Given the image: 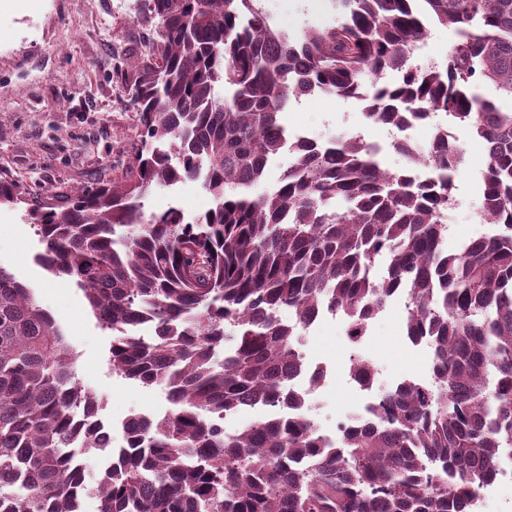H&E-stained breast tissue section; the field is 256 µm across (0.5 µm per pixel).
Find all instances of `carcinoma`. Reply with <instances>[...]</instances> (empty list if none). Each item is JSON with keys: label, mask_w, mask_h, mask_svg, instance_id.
I'll use <instances>...</instances> for the list:
<instances>
[{"label": "carcinoma", "mask_w": 512, "mask_h": 512, "mask_svg": "<svg viewBox=\"0 0 512 512\" xmlns=\"http://www.w3.org/2000/svg\"><path fill=\"white\" fill-rule=\"evenodd\" d=\"M257 2L143 0L135 165L29 212L36 262L74 279L112 330V374L174 405L130 418L92 483L69 444L92 435L100 401L62 328L0 265V512H75L90 488L97 512H475L512 449V0H336L333 22L299 36ZM429 21L454 43L445 68L414 70ZM315 92L400 129L443 112L482 140L493 231L443 247L464 154L442 134L433 149L398 142L396 171L352 136L308 138L263 188L292 138L280 113ZM187 180L211 195L204 214H146L154 188ZM395 297L430 382L398 384L334 447L275 412L303 404L289 388L301 328L339 313L357 339ZM256 406L265 418L224 429Z\"/></svg>", "instance_id": "carcinoma-1"}]
</instances>
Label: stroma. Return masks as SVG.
<instances>
[{"label":"stroma","instance_id":"obj_1","mask_svg":"<svg viewBox=\"0 0 512 512\" xmlns=\"http://www.w3.org/2000/svg\"><path fill=\"white\" fill-rule=\"evenodd\" d=\"M261 6L294 34L336 15L334 0L319 7L312 0H261ZM148 39L137 19V0H0V180L14 183L22 198L15 206L0 205V265L29 286L37 304L54 316L76 353L79 381L103 401L104 416L117 423L134 413L169 410L166 394L112 375L111 330L98 323L72 280L36 263L42 245L27 222L29 208L64 204L74 191L98 187L129 169L139 131L126 85ZM282 122L322 141L357 129L369 143L387 135L385 127L363 118L356 102L334 95L289 104ZM459 142L465 162L456 174L462 204L448 214L446 246L452 252L488 230L472 218L482 196L486 155L467 133H460ZM212 204L201 182L187 181L154 188L144 209L161 213L175 207L191 220ZM306 342L314 357L332 368L321 415L358 412L360 399L345 382L350 348L343 326L326 320L308 330ZM367 343L379 384L429 377L428 348L405 338L402 301H392L374 319Z\"/></svg>","mask_w":512,"mask_h":512}]
</instances>
